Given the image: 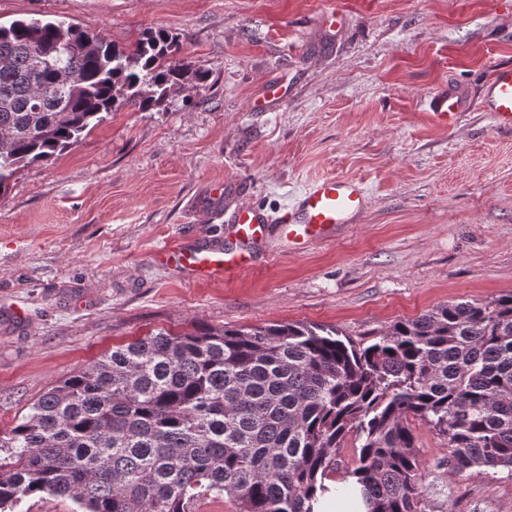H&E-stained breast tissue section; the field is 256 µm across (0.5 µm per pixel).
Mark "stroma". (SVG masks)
<instances>
[{"instance_id": "obj_1", "label": "stroma", "mask_w": 512, "mask_h": 512, "mask_svg": "<svg viewBox=\"0 0 512 512\" xmlns=\"http://www.w3.org/2000/svg\"><path fill=\"white\" fill-rule=\"evenodd\" d=\"M31 18L122 45L165 28L210 76L151 111L103 114L0 194V436L59 381L164 330L321 324L368 344L512 291V131L476 106L512 65V0H0V24ZM445 89L464 101L452 127L430 115ZM328 176L369 192L329 240L271 234L269 261L230 280L151 260L173 238L229 239L225 212L281 211ZM412 427L426 512H512V469L454 473L447 438Z\"/></svg>"}]
</instances>
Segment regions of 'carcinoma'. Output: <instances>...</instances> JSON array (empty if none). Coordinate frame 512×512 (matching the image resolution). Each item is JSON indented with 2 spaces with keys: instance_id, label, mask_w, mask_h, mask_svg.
Returning <instances> with one entry per match:
<instances>
[{
  "instance_id": "1",
  "label": "carcinoma",
  "mask_w": 512,
  "mask_h": 512,
  "mask_svg": "<svg viewBox=\"0 0 512 512\" xmlns=\"http://www.w3.org/2000/svg\"><path fill=\"white\" fill-rule=\"evenodd\" d=\"M179 37L132 45L64 21L0 25V191L78 144L103 112L149 111L209 72ZM455 472L512 469V292L393 323L368 345L304 323L160 331L43 393L0 436V512L47 492L82 512H312L351 428L368 512H425L410 422Z\"/></svg>"
}]
</instances>
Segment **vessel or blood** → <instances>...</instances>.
Returning a JSON list of instances; mask_svg holds the SVG:
<instances>
[{
	"label": "vessel or blood",
	"instance_id": "obj_1",
	"mask_svg": "<svg viewBox=\"0 0 512 512\" xmlns=\"http://www.w3.org/2000/svg\"><path fill=\"white\" fill-rule=\"evenodd\" d=\"M478 105L491 113L497 126L512 128V65L497 68L484 84ZM430 107L442 123L454 124L464 106L458 92L434 95ZM368 193L362 183L344 177H325L305 188L295 204L277 217L254 206L235 209L228 217L235 238L226 245L204 241H171L158 247L154 261L174 267L196 279L227 278L252 267L258 246L272 229L284 231L289 245L302 247L324 241L344 224L355 223L366 208Z\"/></svg>",
	"mask_w": 512,
	"mask_h": 512
}]
</instances>
